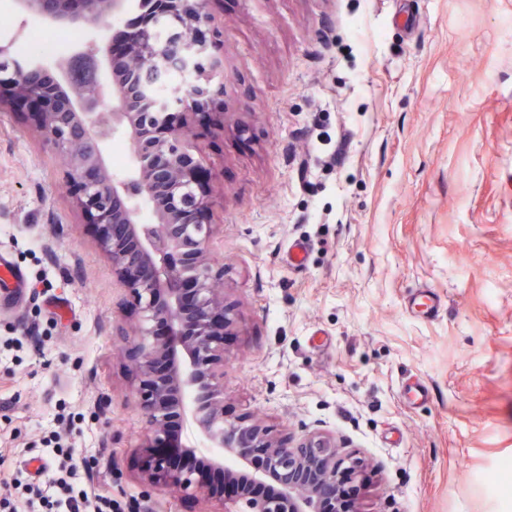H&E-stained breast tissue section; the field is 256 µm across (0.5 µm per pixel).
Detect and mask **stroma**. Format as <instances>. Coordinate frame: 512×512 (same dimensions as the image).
I'll use <instances>...</instances> for the list:
<instances>
[{"label": "stroma", "instance_id": "1", "mask_svg": "<svg viewBox=\"0 0 512 512\" xmlns=\"http://www.w3.org/2000/svg\"><path fill=\"white\" fill-rule=\"evenodd\" d=\"M211 12L224 112L192 127L238 314L225 415L361 457L359 512H512V0ZM0 256L20 277L0 283V470L57 441L114 512H199L137 479L139 317L18 112H0Z\"/></svg>", "mask_w": 512, "mask_h": 512}]
</instances>
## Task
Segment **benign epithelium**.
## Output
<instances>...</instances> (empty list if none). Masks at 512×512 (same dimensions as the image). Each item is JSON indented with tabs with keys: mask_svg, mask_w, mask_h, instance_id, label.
Listing matches in <instances>:
<instances>
[{
	"mask_svg": "<svg viewBox=\"0 0 512 512\" xmlns=\"http://www.w3.org/2000/svg\"><path fill=\"white\" fill-rule=\"evenodd\" d=\"M208 2L158 0L169 37L155 38L148 15L127 25L100 72L97 37L127 0H17L41 19L88 29L89 41L67 66L17 59L11 43H1L10 74L0 78V112L27 114L66 159L76 206L139 315L127 349L147 441L138 479L159 492L215 499L222 512H358L342 504L339 487L345 474L363 472L361 460L341 456L323 435L294 439L250 415H224V338L236 313L219 287L212 194L183 120L224 98V56L208 37ZM118 132L129 138L131 159L114 174L108 144ZM143 205L154 221H140ZM175 422L195 427L204 447L170 443ZM201 467L223 472L224 487L205 484ZM266 478L278 479L280 496L252 495L249 486Z\"/></svg>",
	"mask_w": 512,
	"mask_h": 512,
	"instance_id": "1",
	"label": "benign epithelium"
}]
</instances>
